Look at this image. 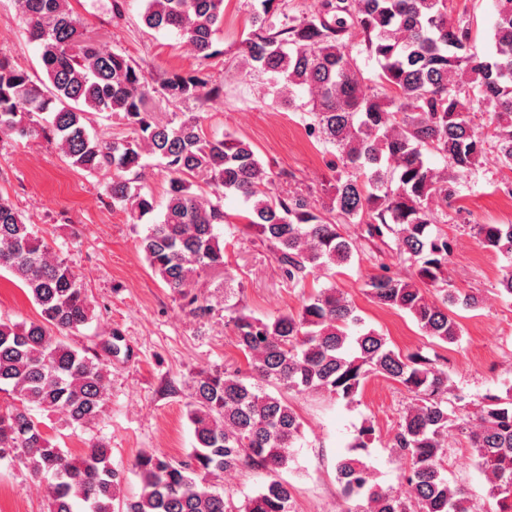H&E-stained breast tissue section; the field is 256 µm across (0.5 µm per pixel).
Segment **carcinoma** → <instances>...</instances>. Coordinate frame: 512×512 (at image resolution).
<instances>
[{"label": "carcinoma", "mask_w": 512, "mask_h": 512, "mask_svg": "<svg viewBox=\"0 0 512 512\" xmlns=\"http://www.w3.org/2000/svg\"><path fill=\"white\" fill-rule=\"evenodd\" d=\"M18 2L46 80L35 83L0 48V133L45 134L71 166L91 175L118 172L105 191L137 223L156 209L139 185L143 154L156 156L167 173L166 205L138 246L192 312L208 311L195 293L199 279L224 270L216 225L242 224L269 244L294 287L310 276L334 277L335 267L358 254L354 225L373 242L393 238L397 255L414 266L408 279L368 277V296L410 315L435 343L459 344L457 311L475 310L480 300L449 287L451 246L433 225L448 223L461 177L479 166L487 143L512 172V0H494L482 53L470 25L452 18V0H314L305 16L279 27L267 23L273 0H261L244 52L253 70L268 75L275 98L302 113L308 132L336 151L333 176L317 199L275 193L272 174L244 139H208L190 117L176 125L155 121L145 109L142 68L87 36L68 0ZM223 20L224 0H146L143 13L147 27L177 31L202 59L215 54ZM362 56L378 64L368 77ZM162 89L173 98L220 95L178 75L163 79ZM298 89L309 94L301 103ZM472 99L487 108L480 128L465 106ZM103 112L124 113L133 136L90 134L91 115ZM230 196L243 199V213L224 211ZM473 230L483 248L512 261V224ZM2 270L27 288L40 319H0V392L12 399L0 405V458L47 480V512H294L292 487L280 472L292 461L302 422L287 394L324 393L352 404L371 377L411 396L392 445L405 465L406 491L379 487L359 458L374 434L365 420L352 454L336 462L346 498L366 502V512H471L446 475L448 435L455 434L489 476L500 512H512V391L487 394L466 411L465 396L448 386L438 360L393 348L333 284L310 293L296 312L266 319L230 312L227 324L249 373L197 372L187 405L192 451L183 460L139 456L141 491L125 497L107 443L71 454L33 414L55 415L72 430L101 420L112 346L106 356L90 357L67 343L71 330L93 319L83 283L0 196ZM243 467L269 480L237 508L206 476Z\"/></svg>", "instance_id": "obj_1"}]
</instances>
